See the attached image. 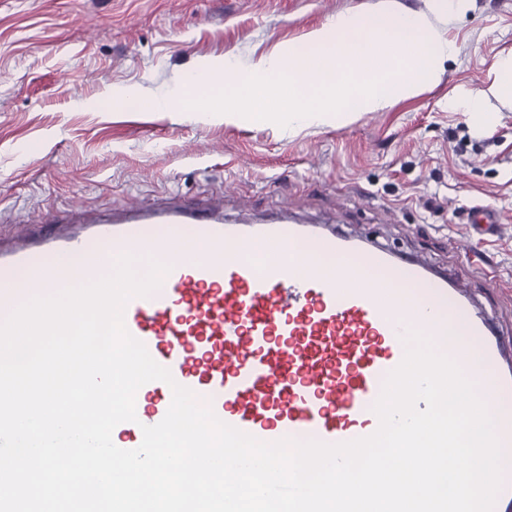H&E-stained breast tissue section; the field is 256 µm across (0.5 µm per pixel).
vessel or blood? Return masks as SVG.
Listing matches in <instances>:
<instances>
[{"instance_id":"obj_1","label":"vessel or blood","mask_w":512,"mask_h":512,"mask_svg":"<svg viewBox=\"0 0 512 512\" xmlns=\"http://www.w3.org/2000/svg\"><path fill=\"white\" fill-rule=\"evenodd\" d=\"M189 236L193 255L169 260L160 287L128 301L127 331L167 368L174 382L210 404L224 423L253 437L326 444L372 435L373 406L386 376L402 361L409 332L429 336L462 372L480 371L498 415L512 413V343L488 319L470 314L469 301L446 274L401 258L369 240H353L320 224L278 217L225 219L223 210L174 198L150 208L124 205L93 215L71 213L51 229L0 239V309L20 297L104 277L106 255L154 254L163 237ZM303 244L292 259L246 254V243ZM349 253L377 278L356 283L329 278L316 263L323 253ZM68 254L66 270L37 278L19 272L38 257ZM428 295L408 311L381 296L405 283ZM146 409L114 436L142 441V426L159 423L172 401L169 384L151 381L136 394ZM503 481L498 502L512 499V430L498 434Z\"/></svg>"}]
</instances>
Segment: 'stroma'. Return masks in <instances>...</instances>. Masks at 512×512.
I'll return each mask as SVG.
<instances>
[{
	"label": "stroma",
	"instance_id": "35a3bbf8",
	"mask_svg": "<svg viewBox=\"0 0 512 512\" xmlns=\"http://www.w3.org/2000/svg\"><path fill=\"white\" fill-rule=\"evenodd\" d=\"M423 14L454 48L417 94L285 134L208 112H155L193 67L238 69L339 16ZM512 60V0H0V235L81 207L172 194L230 218L281 215L362 236L458 280L512 341V102L488 124L459 101ZM136 89L148 107L109 112ZM493 209L492 232L472 208Z\"/></svg>",
	"mask_w": 512,
	"mask_h": 512
}]
</instances>
